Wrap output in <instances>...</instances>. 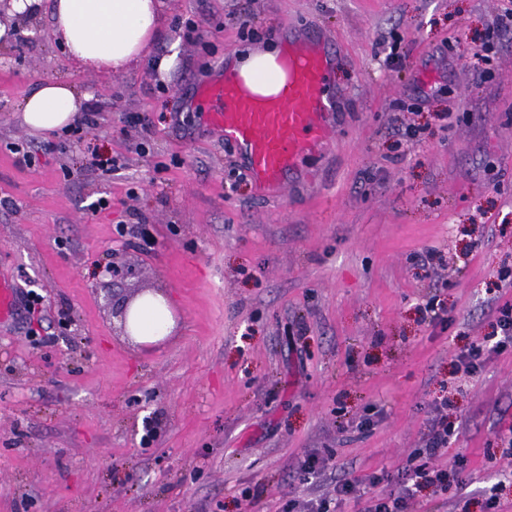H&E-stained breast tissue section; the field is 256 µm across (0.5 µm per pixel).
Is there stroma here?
I'll return each instance as SVG.
<instances>
[{
	"label": "stroma",
	"mask_w": 512,
	"mask_h": 512,
	"mask_svg": "<svg viewBox=\"0 0 512 512\" xmlns=\"http://www.w3.org/2000/svg\"><path fill=\"white\" fill-rule=\"evenodd\" d=\"M507 2L167 0L163 78L75 65L53 0L36 41L0 43V274L37 299L0 322V512H287L374 474L395 490L443 402L434 463L464 465L408 512H512V349L456 365L512 302V34L473 67ZM310 31L336 52L339 135L263 197L194 91ZM46 81L91 92L82 140L23 126ZM95 148L117 168L89 167ZM113 263L119 300L168 296L169 336L138 343L104 309ZM311 453L326 464L306 474Z\"/></svg>",
	"instance_id": "obj_1"
}]
</instances>
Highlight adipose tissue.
I'll return each mask as SVG.
<instances>
[{
	"mask_svg": "<svg viewBox=\"0 0 512 512\" xmlns=\"http://www.w3.org/2000/svg\"><path fill=\"white\" fill-rule=\"evenodd\" d=\"M164 0H54L55 36L71 58L94 70L119 72L149 60L158 72H168L172 56L150 58L151 46L163 35ZM276 46L245 55L238 75L259 94L276 92L283 80ZM89 98L58 82L40 85L21 108L23 124L37 132H53L74 122ZM127 330L137 341L151 343L169 335L174 319L165 295L147 293L126 311Z\"/></svg>",
	"mask_w": 512,
	"mask_h": 512,
	"instance_id": "adipose-tissue-1",
	"label": "adipose tissue"
}]
</instances>
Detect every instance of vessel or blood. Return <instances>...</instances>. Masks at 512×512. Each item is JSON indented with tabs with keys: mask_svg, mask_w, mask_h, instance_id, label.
I'll return each mask as SVG.
<instances>
[{
	"mask_svg": "<svg viewBox=\"0 0 512 512\" xmlns=\"http://www.w3.org/2000/svg\"><path fill=\"white\" fill-rule=\"evenodd\" d=\"M335 60L319 37L291 36L283 43L284 80L276 93H255L232 74L197 88L211 123L243 156L257 186L284 184L305 156L333 139L328 89Z\"/></svg>",
	"mask_w": 512,
	"mask_h": 512,
	"instance_id": "obj_1",
	"label": "vessel or blood"
}]
</instances>
